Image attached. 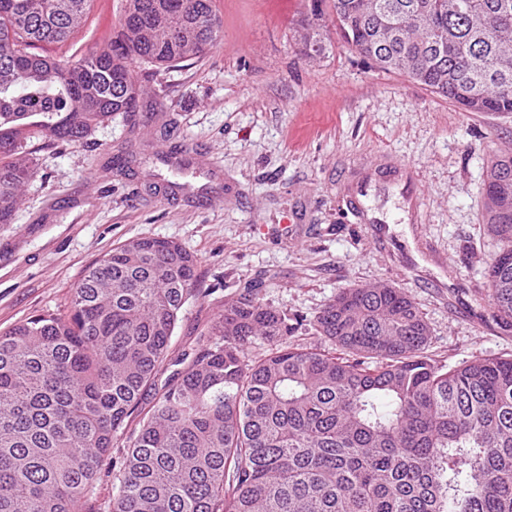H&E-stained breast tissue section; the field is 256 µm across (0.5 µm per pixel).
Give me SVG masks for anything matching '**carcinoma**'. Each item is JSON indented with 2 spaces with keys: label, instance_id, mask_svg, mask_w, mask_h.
<instances>
[{
  "label": "carcinoma",
  "instance_id": "1",
  "mask_svg": "<svg viewBox=\"0 0 512 512\" xmlns=\"http://www.w3.org/2000/svg\"><path fill=\"white\" fill-rule=\"evenodd\" d=\"M89 2L0 0V224L28 141L83 140L137 110L133 60L179 63L220 39L213 0H126L107 47L74 65L35 51ZM327 15L378 67L512 112V0H311L305 53ZM484 220L499 242L488 297L511 324L512 152L487 169ZM198 295L194 255L140 238L91 265L65 310L0 332V512H78L105 472L103 512H512V359L433 362L422 312L383 284L347 286L315 317L333 352L280 347L288 314L250 283L176 353Z\"/></svg>",
  "mask_w": 512,
  "mask_h": 512
}]
</instances>
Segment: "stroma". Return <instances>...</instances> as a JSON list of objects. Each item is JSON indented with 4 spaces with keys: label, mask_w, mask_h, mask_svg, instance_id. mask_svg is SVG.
I'll return each instance as SVG.
<instances>
[{
    "label": "stroma",
    "mask_w": 512,
    "mask_h": 512,
    "mask_svg": "<svg viewBox=\"0 0 512 512\" xmlns=\"http://www.w3.org/2000/svg\"><path fill=\"white\" fill-rule=\"evenodd\" d=\"M310 0H214L223 37L204 56L132 69L148 91L79 143L29 141L31 175L13 221L0 224V331L66 308L86 269L137 238L181 243L198 259L201 297L185 305L171 345L186 348L248 282L297 328L293 344L330 349L309 324L341 288L404 289L431 330L435 362L512 358V326L494 319L485 267L496 252L483 222L486 171L512 151L511 112H468L411 79L379 69L331 21L326 50L302 51ZM125 0H91L74 37L41 54L73 62L105 47ZM181 146L193 168L138 154ZM376 163L386 189L369 199L383 234L350 204ZM410 168L424 226L392 186Z\"/></svg>",
    "instance_id": "stroma-1"
}]
</instances>
